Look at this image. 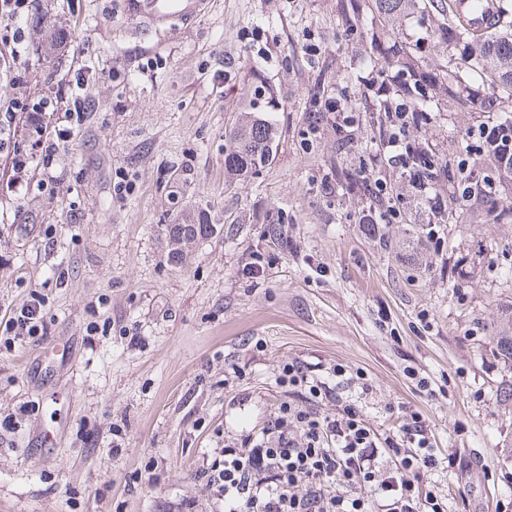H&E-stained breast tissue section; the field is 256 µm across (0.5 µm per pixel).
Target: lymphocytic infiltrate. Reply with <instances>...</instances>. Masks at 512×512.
<instances>
[{
    "label": "lymphocytic infiltrate",
    "instance_id": "f902f5d3",
    "mask_svg": "<svg viewBox=\"0 0 512 512\" xmlns=\"http://www.w3.org/2000/svg\"><path fill=\"white\" fill-rule=\"evenodd\" d=\"M34 0H0V68L11 69L26 50L25 22ZM31 111L32 122L51 112L65 132H72L80 106L60 108L48 98L36 107L10 102L0 113V148L16 132L14 114ZM278 385L290 398L266 426L226 437L206 474L205 489L223 512H447L440 496L421 494L423 477L444 460L419 413L402 407L394 434L380 435L362 408L340 400L330 380L309 375L299 362L285 363ZM336 403L321 412L324 400Z\"/></svg>",
    "mask_w": 512,
    "mask_h": 512
}]
</instances>
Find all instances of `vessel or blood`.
<instances>
[{
    "instance_id": "b4317fda",
    "label": "vessel or blood",
    "mask_w": 512,
    "mask_h": 512,
    "mask_svg": "<svg viewBox=\"0 0 512 512\" xmlns=\"http://www.w3.org/2000/svg\"><path fill=\"white\" fill-rule=\"evenodd\" d=\"M206 0H123L124 11L143 34L158 33L173 23L188 24L206 8ZM453 12L470 33L491 30L495 0H452Z\"/></svg>"
}]
</instances>
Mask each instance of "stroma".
<instances>
[{"label":"stroma","instance_id":"stroma-1","mask_svg":"<svg viewBox=\"0 0 512 512\" xmlns=\"http://www.w3.org/2000/svg\"><path fill=\"white\" fill-rule=\"evenodd\" d=\"M384 26L371 0H212L160 39L134 35L119 0H35L23 81L0 80V100L76 95L85 115L50 167L20 178L0 152V319L38 299L45 326L19 339L0 326V512H218L203 471L225 436L277 413L289 361L363 371L371 394L337 391L381 435L399 407L418 411L452 460L420 487L448 512H512V369L495 351L512 216L468 204L434 243L401 169L380 175L404 196V224L361 223L364 192L337 183L380 152L370 85L394 47L460 70L458 38L428 51L433 17L372 45ZM461 72L476 101L434 90L418 140L479 177L465 132L493 90ZM258 85L277 104V151L233 179L229 133ZM340 96L353 133L330 114L312 125L316 100ZM203 216L216 232L171 263L167 225Z\"/></svg>","mask_w":512,"mask_h":512}]
</instances>
